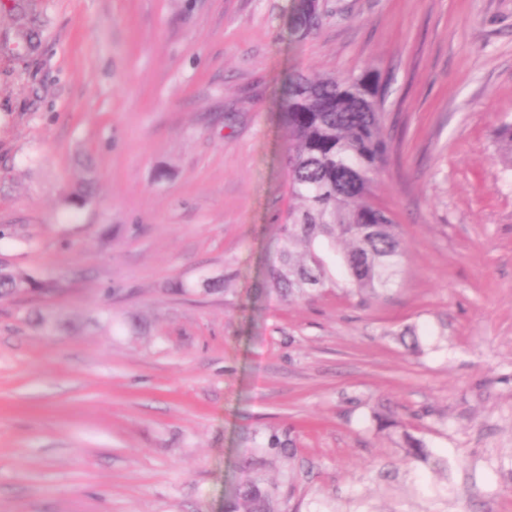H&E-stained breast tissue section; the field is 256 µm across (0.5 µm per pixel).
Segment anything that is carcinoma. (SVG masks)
Masks as SVG:
<instances>
[{"label": "carcinoma", "mask_w": 512, "mask_h": 512, "mask_svg": "<svg viewBox=\"0 0 512 512\" xmlns=\"http://www.w3.org/2000/svg\"><path fill=\"white\" fill-rule=\"evenodd\" d=\"M13 40L36 47L38 17L27 0H13ZM316 0L294 5L291 28L307 36L321 20ZM289 190L304 208L288 211L266 287L284 298L340 288L363 305L382 298L403 274L400 225L376 202L372 185L387 161L380 75L372 71L343 79L295 77L285 91ZM48 282L0 266V298L47 290ZM382 429H400L401 465L439 464L428 443L411 433L394 412L377 416ZM244 512H270L268 496L254 485L239 490Z\"/></svg>", "instance_id": "carcinoma-1"}]
</instances>
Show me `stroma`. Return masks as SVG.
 <instances>
[{"instance_id":"obj_1","label":"stroma","mask_w":512,"mask_h":512,"mask_svg":"<svg viewBox=\"0 0 512 512\" xmlns=\"http://www.w3.org/2000/svg\"><path fill=\"white\" fill-rule=\"evenodd\" d=\"M294 3L31 0L0 52V261L54 284L0 300V512H512V0ZM367 69L402 279L283 300L284 86ZM10 8L13 14V40L18 45L26 44L34 49L38 39L35 41L37 32L40 30L38 17L32 12L28 1L13 0ZM291 14V28L300 36H307L317 28L321 20L322 6L319 2L298 0ZM380 429L398 428L400 429V447L405 448L401 465L411 467L413 465L422 464L430 465L437 463L433 458L428 443L422 438L411 433L394 412L386 410L377 416ZM239 499L245 506L244 512H270L268 508V496L254 485H247L239 489Z\"/></svg>"}]
</instances>
